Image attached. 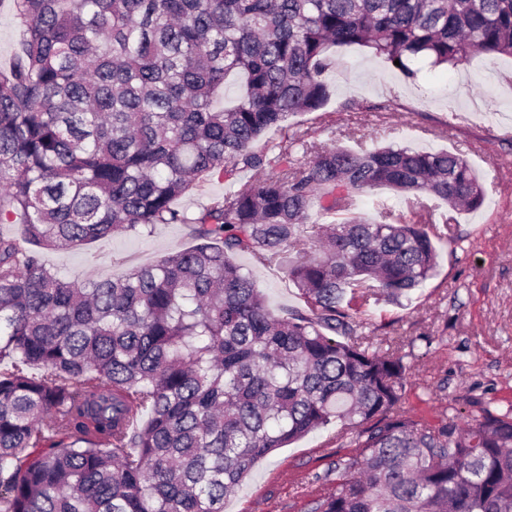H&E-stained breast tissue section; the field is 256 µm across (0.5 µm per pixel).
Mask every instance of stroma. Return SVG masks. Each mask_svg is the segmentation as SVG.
<instances>
[{
  "label": "stroma",
  "instance_id": "35a3bbf8",
  "mask_svg": "<svg viewBox=\"0 0 512 512\" xmlns=\"http://www.w3.org/2000/svg\"><path fill=\"white\" fill-rule=\"evenodd\" d=\"M495 69L512 73V57L491 64L474 56L455 68L424 69L410 82L369 49L339 50L328 73V105L289 120L308 142L328 147L458 152L481 177L485 197L469 213L383 187L354 195L346 212L440 232L435 277L400 305L367 299L354 317L366 335L403 355L410 372L401 408L430 422L512 415V85L492 80ZM194 243L187 225L158 224L148 234L48 249L42 259L71 279L117 278ZM235 261L271 310L302 309L283 267L255 264L246 254ZM353 452L335 426L316 430L258 461L224 512H311L313 499L333 488L328 469Z\"/></svg>",
  "mask_w": 512,
  "mask_h": 512
}]
</instances>
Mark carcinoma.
I'll list each match as a JSON object with an SVG mask.
<instances>
[{
  "label": "carcinoma",
  "instance_id": "carcinoma-1",
  "mask_svg": "<svg viewBox=\"0 0 512 512\" xmlns=\"http://www.w3.org/2000/svg\"><path fill=\"white\" fill-rule=\"evenodd\" d=\"M12 5L0 223L20 237L0 236V512H224L259 460L333 422L358 452L313 512H512V417H407L410 366L354 325L359 301L399 303L433 277L426 225L336 221L378 186L476 209L467 159L296 133L254 150L328 103L330 48H369L413 82L512 57V0ZM214 177L234 189L197 215L175 206ZM157 224L189 225L196 244L120 279L68 280L38 252ZM242 253L284 267L305 310L270 311Z\"/></svg>",
  "mask_w": 512,
  "mask_h": 512
}]
</instances>
